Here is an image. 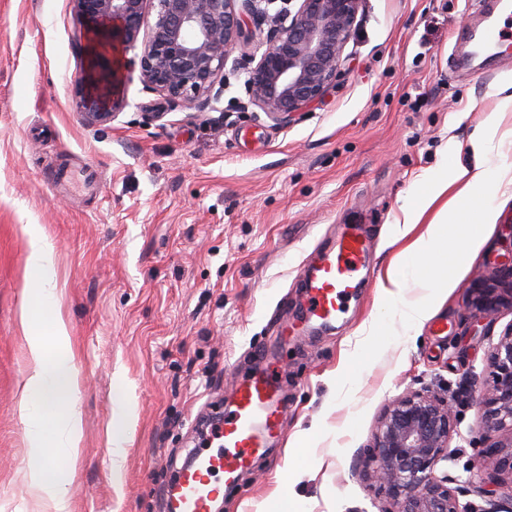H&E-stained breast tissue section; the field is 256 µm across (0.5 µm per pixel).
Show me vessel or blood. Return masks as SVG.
I'll return each mask as SVG.
<instances>
[{
    "label": "vessel or blood",
    "instance_id": "obj_1",
    "mask_svg": "<svg viewBox=\"0 0 512 512\" xmlns=\"http://www.w3.org/2000/svg\"><path fill=\"white\" fill-rule=\"evenodd\" d=\"M366 256L365 239L352 232L333 242L306 269L308 319L335 320L359 286ZM277 378L276 370L266 368L239 383L232 409L210 434V446L197 448L169 482L167 512H212L213 503L236 484L240 470L279 429Z\"/></svg>",
    "mask_w": 512,
    "mask_h": 512
}]
</instances>
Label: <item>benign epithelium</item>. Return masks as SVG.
<instances>
[{"mask_svg":"<svg viewBox=\"0 0 512 512\" xmlns=\"http://www.w3.org/2000/svg\"><path fill=\"white\" fill-rule=\"evenodd\" d=\"M299 6L267 36L246 81L252 103L286 122L314 105L340 73L364 0H289ZM90 39L79 107L93 122L125 106L126 68L139 66L142 82L171 100L219 97L218 77L232 50L250 39L247 18L255 0H75ZM155 11L152 24L146 14ZM142 43L138 60L113 58ZM473 317L491 321L512 308V258L494 282L469 288ZM488 377L479 390L484 418L473 440L486 462L466 488L450 486L448 448L459 424L458 403L429 391L402 395L384 409L367 463V479L386 498L382 512H512V328L490 347ZM473 495L481 503H460Z\"/></svg>","mask_w":512,"mask_h":512,"instance_id":"benign-epithelium-1","label":"benign epithelium"}]
</instances>
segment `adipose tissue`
<instances>
[{
	"label": "adipose tissue",
	"instance_id": "1",
	"mask_svg": "<svg viewBox=\"0 0 512 512\" xmlns=\"http://www.w3.org/2000/svg\"><path fill=\"white\" fill-rule=\"evenodd\" d=\"M501 107V112L477 126L469 138L478 170L459 163L462 146L449 143L446 153L455 159L450 177L429 180L421 195L401 207L402 226L395 236L410 237L409 260L388 270L380 288L382 303L391 306L400 299L403 285L418 263L427 261L433 265L431 278L423 282L427 299L408 303L403 311L408 328L421 325L431 312V299L447 295L454 287L448 258L454 252H467L483 244L485 238L480 227L496 219L495 201L505 182L512 179V172L492 167L491 160L512 138V132L501 128L502 112L512 108V95L502 99ZM452 184L458 188L456 203L444 206L441 216L426 224L425 231H417L424 213ZM21 231L28 240L27 263L33 275L31 287L23 291L19 314L29 355L19 403L30 453L28 488L52 512H69L71 475L65 468L51 467L50 462L72 459L78 454L83 435L77 406L79 381L69 329L55 308L57 285L52 271V249L39 225H22Z\"/></svg>",
	"mask_w": 512,
	"mask_h": 512
}]
</instances>
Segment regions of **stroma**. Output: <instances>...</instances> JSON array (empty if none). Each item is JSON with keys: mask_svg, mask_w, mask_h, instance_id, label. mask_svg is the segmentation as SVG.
Segmentation results:
<instances>
[{"mask_svg": "<svg viewBox=\"0 0 512 512\" xmlns=\"http://www.w3.org/2000/svg\"><path fill=\"white\" fill-rule=\"evenodd\" d=\"M488 19L470 0H364L335 82L279 123L245 88L274 26L262 18L230 54L219 99L170 102L134 69L125 107L92 123L78 106L87 41L74 0H0V512H43L23 480L25 224L53 246L80 379L70 512H164L174 469L230 408L258 345L281 373L283 435L227 489L223 512H260L296 460L308 512H382L368 448L387 404L421 389L458 399L448 473L467 480L487 352L512 328L508 307L475 320L468 290L512 258V199L419 329L404 333L379 288L408 245L391 237L401 204L442 172L449 141L497 111L512 76L500 54L471 56ZM89 165L97 184L62 180ZM354 227L370 236L364 285L332 325L307 321L302 267ZM121 401L131 417L115 415ZM116 432L127 438L117 478Z\"/></svg>", "mask_w": 512, "mask_h": 512, "instance_id": "1", "label": "stroma"}]
</instances>
